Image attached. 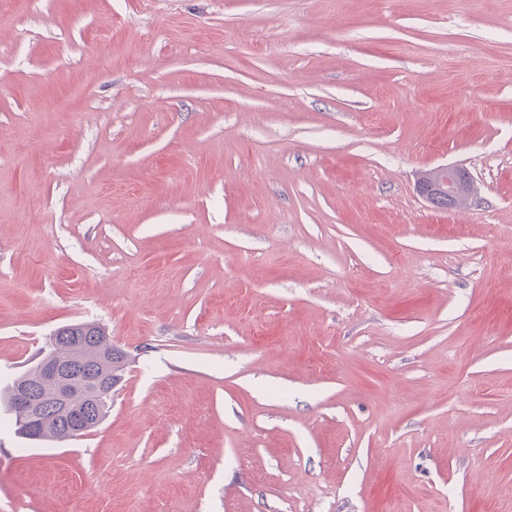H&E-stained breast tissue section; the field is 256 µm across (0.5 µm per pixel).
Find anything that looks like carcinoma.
<instances>
[{
    "label": "carcinoma",
    "instance_id": "obj_1",
    "mask_svg": "<svg viewBox=\"0 0 512 512\" xmlns=\"http://www.w3.org/2000/svg\"><path fill=\"white\" fill-rule=\"evenodd\" d=\"M61 331L72 336H82L79 345L70 341L56 340L49 336L45 352L72 364L73 375L80 385L100 375L106 377L107 386L94 403L95 416L104 419L112 401L113 388L118 386L126 369V356L117 352L107 357L110 340L102 327L95 323L80 322L61 327ZM24 391L42 404L41 441L54 442L67 434V421L59 415L54 406L49 389L41 381L37 366L33 365L12 382L0 390V405L14 417L15 431L18 437L31 439L30 421L26 411L15 405L17 393Z\"/></svg>",
    "mask_w": 512,
    "mask_h": 512
}]
</instances>
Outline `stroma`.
Listing matches in <instances>:
<instances>
[{
    "mask_svg": "<svg viewBox=\"0 0 512 512\" xmlns=\"http://www.w3.org/2000/svg\"><path fill=\"white\" fill-rule=\"evenodd\" d=\"M76 321L0 512H512V0H0V383ZM471 172L461 165H445L428 169L417 178L419 194L431 204L436 197H448L436 207L453 209L459 202L469 200L477 194V186ZM60 331L70 332L68 336H85V339L77 347L71 341L54 340V336H58L55 334ZM58 337L66 338V336ZM110 342L102 327L95 323L80 322L68 324L55 330L49 336L44 351L72 364L73 375L76 377V382L81 386L87 380L100 375L106 377L107 386L104 392L95 399L94 403L95 417H99L98 424L105 418L110 408L109 404L112 401L113 387L116 388L122 382L126 369V356L121 354L124 352L119 349H117V353H113L112 349L109 351ZM108 351L112 355V360H109L106 356ZM38 373L52 389L56 407L52 402L49 389L43 384ZM76 382L66 365L55 358L48 357L38 365V371L37 365H33L1 389L0 403L14 417V426L18 437L26 440H37L40 437L37 425L41 405L30 397L40 400L43 408L40 422L42 436L40 441L57 442L58 437L67 434L66 438L59 440L65 442L89 430L96 420H91L83 411H80L78 401L75 398L76 392L79 391ZM21 391L26 392L30 397L26 394L17 396V393ZM16 405L27 410L32 423L33 436L30 432V421L27 412ZM56 408L60 413L70 418L68 432L67 421L59 415Z\"/></svg>",
    "mask_w": 512,
    "mask_h": 512,
    "instance_id": "obj_1",
    "label": "stroma"
}]
</instances>
